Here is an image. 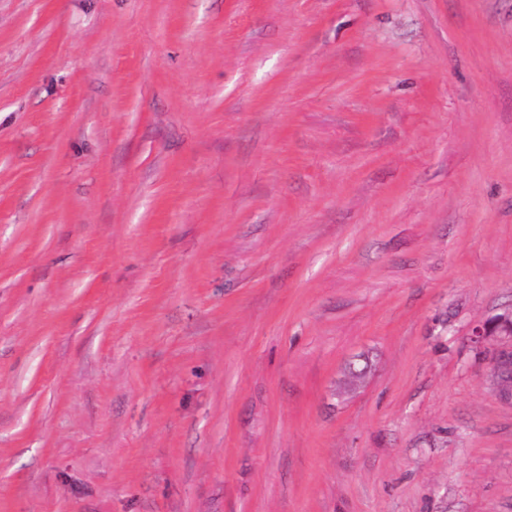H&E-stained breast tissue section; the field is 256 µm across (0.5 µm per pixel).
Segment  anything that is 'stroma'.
Here are the masks:
<instances>
[{"mask_svg": "<svg viewBox=\"0 0 512 512\" xmlns=\"http://www.w3.org/2000/svg\"><path fill=\"white\" fill-rule=\"evenodd\" d=\"M510 309L512 0H0V512H512ZM475 342L481 344L491 336L508 339L509 344L487 350L491 372L497 380L499 396L512 401V312L497 315L485 320L473 332Z\"/></svg>", "mask_w": 512, "mask_h": 512, "instance_id": "obj_1", "label": "stroma"}]
</instances>
